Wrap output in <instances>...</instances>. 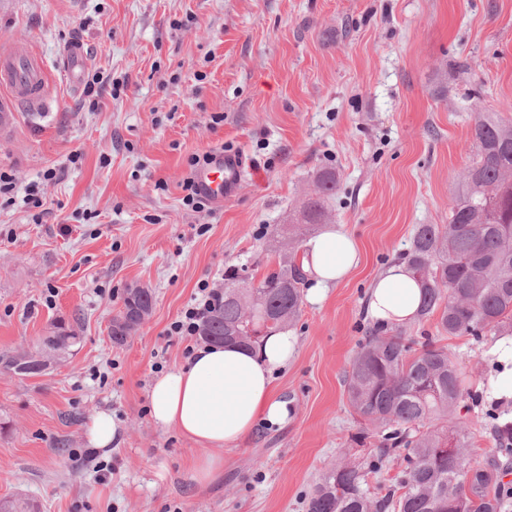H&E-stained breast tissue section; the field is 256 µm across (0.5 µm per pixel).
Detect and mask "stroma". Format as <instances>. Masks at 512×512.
<instances>
[{"label":"stroma","instance_id":"1","mask_svg":"<svg viewBox=\"0 0 512 512\" xmlns=\"http://www.w3.org/2000/svg\"><path fill=\"white\" fill-rule=\"evenodd\" d=\"M1 38L34 49L50 102L0 137V172L13 178L0 196V353L34 348L57 320L82 342L44 375L0 369V499L34 496L43 512H305L329 467L373 447L345 386L373 329L371 280L403 259L416 225L447 223L476 153L470 105L512 121V0H0ZM75 44L86 74L127 87L91 106L65 75ZM218 146L244 157V183L191 211L187 159ZM323 169L337 181L329 221L356 237L361 264L291 325L298 349L276 381L288 424L259 425L199 486L193 444L149 414L154 364L186 362L167 329L200 281L276 268L281 227ZM34 183L39 219L24 201ZM133 286L151 290L152 313L118 347L110 327ZM438 321L400 332L435 336L464 374L455 415L481 463L491 415L512 417V400L487 391L495 339L448 336ZM101 412L119 433L99 455L112 467L103 480L82 456Z\"/></svg>","mask_w":512,"mask_h":512}]
</instances>
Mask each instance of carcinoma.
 Instances as JSON below:
<instances>
[{"instance_id":"cac0c4a2","label":"carcinoma","mask_w":512,"mask_h":512,"mask_svg":"<svg viewBox=\"0 0 512 512\" xmlns=\"http://www.w3.org/2000/svg\"><path fill=\"white\" fill-rule=\"evenodd\" d=\"M472 111L476 158L457 177L448 223L417 225L405 260L422 284L420 316L437 313L440 331L479 340L488 333L512 336V122L477 103ZM316 183L301 218L286 225L291 243L323 223L336 173L322 170ZM301 285L300 267L286 259L257 283L232 269L200 335L254 345L300 316ZM152 305L151 291L132 289L112 319V343L124 345ZM80 342L73 327L55 321L36 349L1 355L0 365L18 376H38ZM346 385L348 405L373 427L376 448L363 463L328 468L307 512H501L508 501L503 477L512 471V422L491 424L496 454L473 465L468 427L452 419L463 391L447 349L427 336L416 351L401 334L375 329L354 356ZM395 461L402 466L395 484L376 496L367 476ZM0 512L42 510L38 500L20 497L1 500Z\"/></svg>"}]
</instances>
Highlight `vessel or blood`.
Masks as SVG:
<instances>
[{
    "instance_id": "obj_1",
    "label": "vessel or blood",
    "mask_w": 512,
    "mask_h": 512,
    "mask_svg": "<svg viewBox=\"0 0 512 512\" xmlns=\"http://www.w3.org/2000/svg\"><path fill=\"white\" fill-rule=\"evenodd\" d=\"M49 93L46 74L29 46L0 43V132L11 128L21 108L45 104ZM245 162L232 153H214L212 161L198 168L194 182L213 203L234 197L243 181Z\"/></svg>"
}]
</instances>
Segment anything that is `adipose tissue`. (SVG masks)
I'll use <instances>...</instances> for the list:
<instances>
[{
	"label": "adipose tissue",
	"mask_w": 512,
	"mask_h": 512,
	"mask_svg": "<svg viewBox=\"0 0 512 512\" xmlns=\"http://www.w3.org/2000/svg\"><path fill=\"white\" fill-rule=\"evenodd\" d=\"M311 282L309 299L321 302L360 261L355 237L343 225L309 238L300 257ZM421 286L408 266L396 262L373 280L366 314L392 328L418 317ZM297 340L276 330L257 347L204 344L185 365L156 377L150 390V417L163 430H176L198 447L196 481L214 482L224 469V451L238 448L258 424L283 426L289 401L274 387V374L292 358Z\"/></svg>",
	"instance_id": "1"
}]
</instances>
